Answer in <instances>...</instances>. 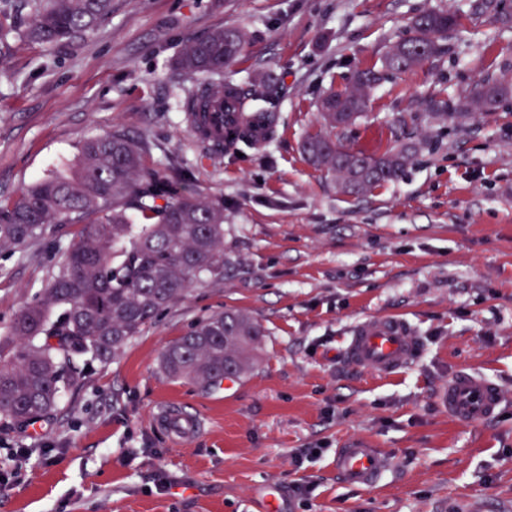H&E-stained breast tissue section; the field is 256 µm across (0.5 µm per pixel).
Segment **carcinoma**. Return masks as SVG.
<instances>
[{"instance_id": "cac0c4a2", "label": "carcinoma", "mask_w": 512, "mask_h": 512, "mask_svg": "<svg viewBox=\"0 0 512 512\" xmlns=\"http://www.w3.org/2000/svg\"><path fill=\"white\" fill-rule=\"evenodd\" d=\"M29 8L23 31L0 30V44L13 34L45 47L83 40L112 14V0H20ZM461 17L424 11L413 34L394 43L382 68L356 71L348 91L320 97L323 129L304 141L307 160L337 178L343 194L361 195L402 176L425 147L408 137L405 116L396 119L397 146L370 155L344 144L343 131L364 111L371 92L388 74L410 71L439 56ZM246 33L236 27L205 39H188L177 58L189 75L224 74L242 53ZM512 98V79L485 74L455 104L432 99V116L466 121L498 109ZM277 98L270 86L245 94L233 83H205L184 103V121L203 156L262 151L276 132ZM253 112L227 129L208 123V113ZM262 124L267 136L252 128ZM57 224L80 227L65 260L50 271L42 292L0 339V418L28 425L59 403L65 390L96 361L116 358L192 286L224 279V197L187 193L179 169L149 164L145 150L124 130L84 140L72 160L39 178L0 206V249H21L48 236ZM264 336L249 313L226 309L202 318L167 345L160 368L174 378L217 386L229 375L249 373Z\"/></svg>"}]
</instances>
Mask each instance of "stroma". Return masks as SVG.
<instances>
[{
  "label": "stroma",
  "mask_w": 512,
  "mask_h": 512,
  "mask_svg": "<svg viewBox=\"0 0 512 512\" xmlns=\"http://www.w3.org/2000/svg\"><path fill=\"white\" fill-rule=\"evenodd\" d=\"M471 0H112L84 40L0 45V203L73 156L86 137L126 130L148 162L179 157L187 187L224 199L220 283L194 286L114 360L94 364L37 428L0 420V512H512V99L458 124L426 99L512 77V24ZM426 10L462 17L442 57L390 75L344 131L381 154L398 115L427 146L396 181L356 197L304 158L317 102L378 67ZM237 27L248 43L224 81L263 78L279 97L266 153L202 157L182 106L200 84L175 61L186 39ZM77 226L0 250V337L60 264ZM227 308L266 336L234 389L163 374L164 348ZM370 316L407 320L423 351L391 376L343 358ZM473 369L501 384L489 420L449 419L439 391ZM198 417L184 443L156 421L166 404ZM380 449L390 468L364 489L337 475L339 448Z\"/></svg>",
  "instance_id": "1"
}]
</instances>
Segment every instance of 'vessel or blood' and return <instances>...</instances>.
I'll use <instances>...</instances> for the list:
<instances>
[{
    "mask_svg": "<svg viewBox=\"0 0 512 512\" xmlns=\"http://www.w3.org/2000/svg\"><path fill=\"white\" fill-rule=\"evenodd\" d=\"M420 351L421 341L406 320L373 316L352 328L345 356L352 365L386 375L405 367ZM439 400L449 419L468 424L495 416L503 395L493 380L473 370H462L449 380ZM159 419L180 439H189L192 434L191 423L182 420L177 407H164ZM336 470L347 484L371 488L380 481L385 464L377 449L354 443L337 450Z\"/></svg>",
    "mask_w": 512,
    "mask_h": 512,
    "instance_id": "1",
    "label": "vessel or blood"
}]
</instances>
